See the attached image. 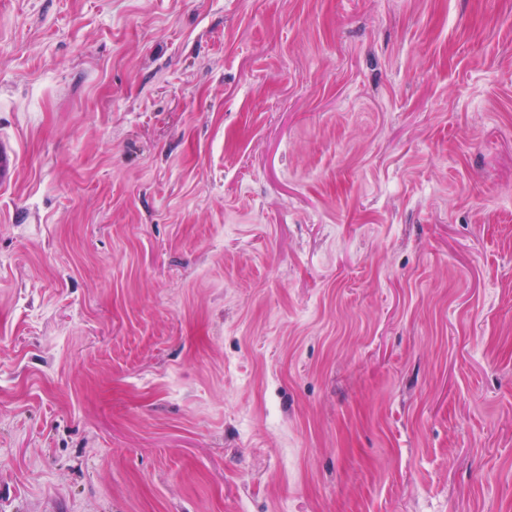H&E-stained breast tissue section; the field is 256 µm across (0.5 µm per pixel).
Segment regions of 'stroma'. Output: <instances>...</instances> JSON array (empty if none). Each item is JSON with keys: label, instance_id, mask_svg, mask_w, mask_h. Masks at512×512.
<instances>
[{"label": "stroma", "instance_id": "1", "mask_svg": "<svg viewBox=\"0 0 512 512\" xmlns=\"http://www.w3.org/2000/svg\"><path fill=\"white\" fill-rule=\"evenodd\" d=\"M0 512H512V0H0ZM16 174V158L13 148L6 141L0 142V184H10Z\"/></svg>", "mask_w": 512, "mask_h": 512}]
</instances>
